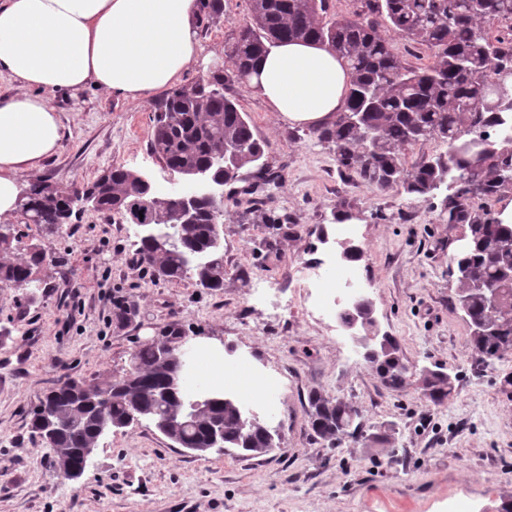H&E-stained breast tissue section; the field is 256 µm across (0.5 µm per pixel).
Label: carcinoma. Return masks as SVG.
Segmentation results:
<instances>
[{
    "label": "carcinoma",
    "mask_w": 512,
    "mask_h": 512,
    "mask_svg": "<svg viewBox=\"0 0 512 512\" xmlns=\"http://www.w3.org/2000/svg\"><path fill=\"white\" fill-rule=\"evenodd\" d=\"M345 16L328 14V0H251V20L240 26L231 48V66L219 74L199 76L188 89L159 98L153 108L151 152L167 168L185 175L209 164L231 146L224 157V184L238 181L239 171L258 163L264 143L255 137L247 113L224 89L248 85L255 62L271 47L290 40H311L331 47L351 73L344 111L361 113V125L346 123L337 115L332 123L309 130L319 143L333 148L340 174L355 177L379 192L396 190L429 198L438 184L457 181L456 193L442 202L448 223L462 224L470 238L467 251L451 257L458 279L457 305L467 323L485 322L483 334L470 335L469 344L482 360L512 351V227L502 224L488 202L512 195V182L501 172L512 168V93L501 91L493 78L512 70V37L491 35V27L505 23L512 29V0H484L481 11L471 0H352ZM431 50L432 62L424 67L404 63L393 51L386 33ZM380 131L378 142L364 150L366 127ZM437 139L445 152L412 166L406 150ZM83 190L100 196L99 211L130 217L139 210L150 216L154 203L133 171L114 166ZM44 181L32 183L21 207L37 217L47 231L67 224L73 214L64 195ZM224 206L210 200L200 204L197 224H163L172 243L164 249L151 240H139L140 261L164 281L177 282L189 272L188 260L203 263V288H224V247L216 240L215 226L222 223ZM0 232V284L27 288L42 266L43 253L27 248L26 258L10 257L12 243ZM476 280L499 284L498 308L471 289ZM134 312L124 297L114 299L112 317L123 323ZM155 343H145L132 355L133 380L92 383L89 408L78 421H67V407L86 398L71 381L50 391L31 412L30 428L44 442L57 431L61 448H86L102 435L98 411L103 410L120 428L129 413L148 422L182 411L194 395L172 386L176 357L164 363ZM365 361L385 386L398 390L407 371L388 361ZM425 395L440 404L453 390L450 375L437 371L422 382ZM206 409L194 424L168 431L177 447L198 448L205 443L215 417H224V448L252 456L271 447L273 429L254 417L237 400L204 395ZM357 408L313 392L309 396V423L314 433L331 439L354 435L360 426Z\"/></svg>",
    "instance_id": "obj_1"
}]
</instances>
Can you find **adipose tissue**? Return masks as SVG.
Returning <instances> with one entry per match:
<instances>
[{"mask_svg": "<svg viewBox=\"0 0 512 512\" xmlns=\"http://www.w3.org/2000/svg\"><path fill=\"white\" fill-rule=\"evenodd\" d=\"M199 17V0H0V76L21 88L0 98L1 219L61 139L48 93L94 85L148 99L192 62ZM350 80L329 46L297 41L270 48L250 86L283 122L319 127L343 109Z\"/></svg>", "mask_w": 512, "mask_h": 512, "instance_id": "1", "label": "adipose tissue"}]
</instances>
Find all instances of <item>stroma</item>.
Returning a JSON list of instances; mask_svg holds the SVG:
<instances>
[{"label":"stroma","mask_w":512,"mask_h":512,"mask_svg":"<svg viewBox=\"0 0 512 512\" xmlns=\"http://www.w3.org/2000/svg\"><path fill=\"white\" fill-rule=\"evenodd\" d=\"M250 16V0H224L223 15L202 22L177 87L227 68L234 33ZM231 93L280 179L261 205L248 191L253 168L225 186L222 291L198 288L191 276L156 279L136 253L138 226L119 215L80 212L52 233L9 218L14 257L39 243L54 261L38 272L35 304L0 287V512H448L452 498L471 501L474 512H501L512 503V388L501 386L512 352L482 363L471 350L450 262L461 225L448 224L440 198L381 193L340 177L332 148L307 135L290 139L288 124L250 87ZM48 98L64 136L31 181L83 186L120 165L145 174L162 196L180 189L179 175L149 148L152 102L93 86ZM343 205L351 240L364 251L378 327L397 339L410 368L399 392L354 344H338L334 324L306 300L299 270L339 254L334 215ZM270 214L289 217L291 228L267 224ZM118 296L137 308L123 326L112 320ZM171 324L191 345L210 341L225 360L244 359L242 383L226 393L241 402L273 396L265 421L279 431V447L260 457L198 456L135 422L100 439L79 480L65 479L30 428L31 409L66 380L121 378L132 353ZM425 366L452 376L445 403L424 396ZM314 391L353 404L363 437L316 436L308 419ZM383 427L392 434L386 448L367 440Z\"/></svg>","instance_id":"stroma-1"}]
</instances>
